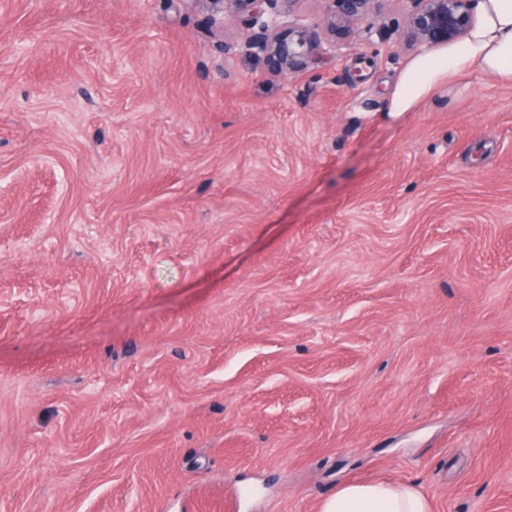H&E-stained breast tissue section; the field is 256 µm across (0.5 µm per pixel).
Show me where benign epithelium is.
<instances>
[{
  "label": "benign epithelium",
  "instance_id": "obj_1",
  "mask_svg": "<svg viewBox=\"0 0 512 512\" xmlns=\"http://www.w3.org/2000/svg\"><path fill=\"white\" fill-rule=\"evenodd\" d=\"M213 5L210 23L224 27V3L258 27L251 46L261 53L268 71L292 74L304 68L324 42L350 34L368 12L373 0H326L325 20L285 27L281 19L289 16L297 0H209ZM407 19L404 40L419 54L463 40L476 21V0H404Z\"/></svg>",
  "mask_w": 512,
  "mask_h": 512
}]
</instances>
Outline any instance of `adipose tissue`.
Returning <instances> with one entry per match:
<instances>
[{
    "label": "adipose tissue",
    "instance_id": "adipose-tissue-1",
    "mask_svg": "<svg viewBox=\"0 0 512 512\" xmlns=\"http://www.w3.org/2000/svg\"><path fill=\"white\" fill-rule=\"evenodd\" d=\"M478 20L462 45L414 58L390 101L394 112L411 110L447 77L480 71L512 83V0H478ZM319 512H431L429 497L415 484L354 479L323 500Z\"/></svg>",
    "mask_w": 512,
    "mask_h": 512
}]
</instances>
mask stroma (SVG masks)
I'll use <instances>...</instances> for the list:
<instances>
[{
    "label": "stroma",
    "mask_w": 512,
    "mask_h": 512,
    "mask_svg": "<svg viewBox=\"0 0 512 512\" xmlns=\"http://www.w3.org/2000/svg\"><path fill=\"white\" fill-rule=\"evenodd\" d=\"M405 23L0 0V512H512V84L390 112ZM213 9L210 23L224 29V3L237 16L247 20L258 32L251 48L261 53L269 72L292 74L304 68L324 41L335 48L336 41L350 34L368 12L373 0H324L328 2L324 21L283 27L281 18L289 16L299 0H208ZM429 497L415 484L354 479L320 504L319 512H430Z\"/></svg>",
    "instance_id": "1"
}]
</instances>
